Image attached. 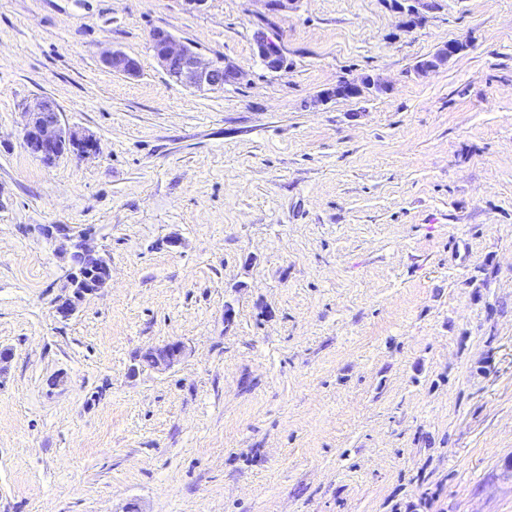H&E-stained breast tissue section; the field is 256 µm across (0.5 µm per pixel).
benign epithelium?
Returning a JSON list of instances; mask_svg holds the SVG:
<instances>
[{
  "label": "benign epithelium",
  "mask_w": 512,
  "mask_h": 512,
  "mask_svg": "<svg viewBox=\"0 0 512 512\" xmlns=\"http://www.w3.org/2000/svg\"><path fill=\"white\" fill-rule=\"evenodd\" d=\"M267 14H278L294 9L298 0H253ZM154 58L168 76L188 88L197 91L217 90L226 84H233L242 79V72L233 63H205L199 54L189 45L178 41L170 32L156 29L151 34ZM257 54L266 68L279 72L283 70L284 54L279 42L262 31L255 34ZM465 44L452 40L443 45L433 55L438 68L450 58L461 52ZM105 65L112 71L135 76L140 72V64L134 58L121 51H114L104 58ZM382 92L385 86L368 77L361 82L342 80L331 89L321 93L324 98L352 99L361 97L365 91ZM26 120L22 127L24 148L32 155L45 162L60 156L66 146L74 147V153L83 158L97 152V139L78 130L63 125L61 112L50 98L41 99L34 108L25 112ZM106 286L99 280L95 271L86 268H74L69 278V291L55 301L58 317L67 319L74 314L78 302L91 293ZM185 345L181 341H172L158 348L150 349L154 359L151 367L166 369L178 362L183 355Z\"/></svg>",
  "instance_id": "obj_1"
}]
</instances>
